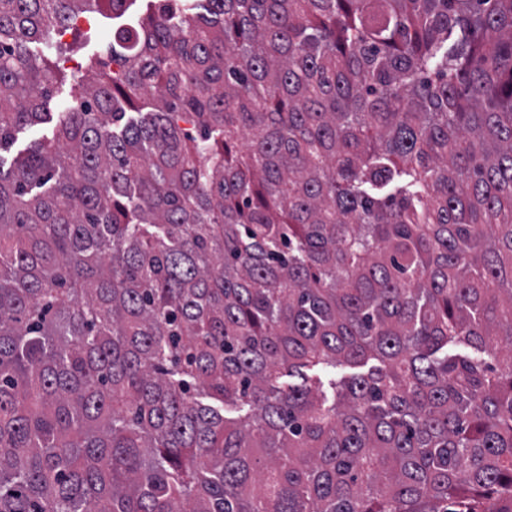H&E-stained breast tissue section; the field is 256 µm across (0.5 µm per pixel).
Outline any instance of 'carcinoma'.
Wrapping results in <instances>:
<instances>
[{
  "instance_id": "cac0c4a2",
  "label": "carcinoma",
  "mask_w": 512,
  "mask_h": 512,
  "mask_svg": "<svg viewBox=\"0 0 512 512\" xmlns=\"http://www.w3.org/2000/svg\"><path fill=\"white\" fill-rule=\"evenodd\" d=\"M127 2L0 0V512H512V0H146L47 111ZM144 2L136 0L131 4H126V11L121 17L112 16V11H95L85 13L87 20H81L80 28H69L68 35L60 41L53 34V42L62 47L63 52L59 56L60 64L66 68L69 81L60 85L57 84L53 90V97L49 103V112H58L66 110L75 105L72 98L71 87L83 79L85 66L90 60H94L106 54L109 44L107 37L112 34L115 29L124 24H133L143 13L142 6ZM114 17V18H112ZM71 57L73 61L63 64V59ZM77 62L79 63L77 66ZM75 67V68H69ZM52 136L51 124H40L36 126H27L19 134L15 147L10 152H4V165L5 169L9 167L12 158L15 156L16 151L24 149L28 144L34 141L42 140L46 137Z\"/></svg>"
}]
</instances>
